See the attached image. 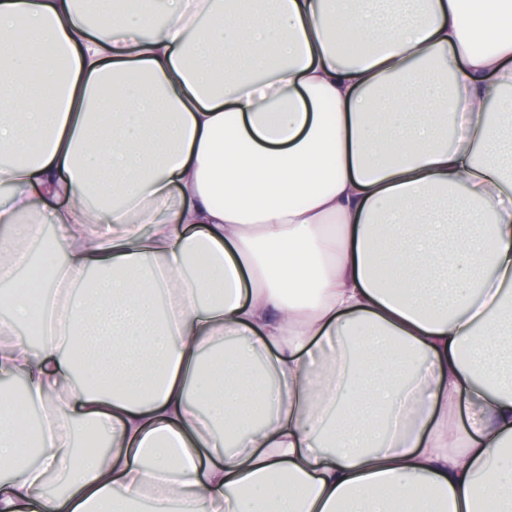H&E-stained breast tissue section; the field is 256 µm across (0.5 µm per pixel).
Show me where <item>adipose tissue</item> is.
I'll use <instances>...</instances> for the list:
<instances>
[{
	"mask_svg": "<svg viewBox=\"0 0 512 512\" xmlns=\"http://www.w3.org/2000/svg\"><path fill=\"white\" fill-rule=\"evenodd\" d=\"M152 2L0 0V512H512V0Z\"/></svg>",
	"mask_w": 512,
	"mask_h": 512,
	"instance_id": "ef3b65f1",
	"label": "adipose tissue"
}]
</instances>
